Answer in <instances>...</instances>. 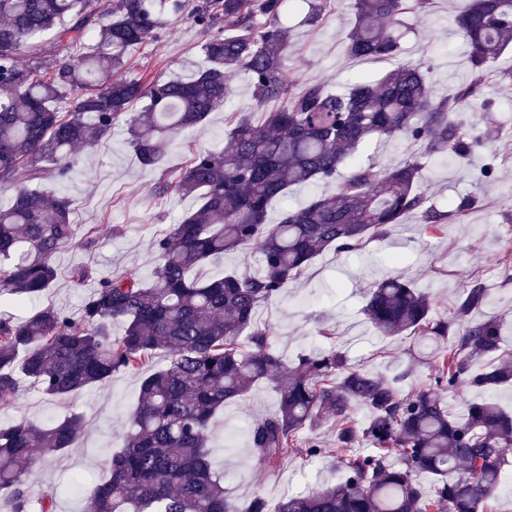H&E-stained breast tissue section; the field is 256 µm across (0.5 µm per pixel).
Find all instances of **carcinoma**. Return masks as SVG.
<instances>
[{"label":"carcinoma","instance_id":"obj_1","mask_svg":"<svg viewBox=\"0 0 512 512\" xmlns=\"http://www.w3.org/2000/svg\"><path fill=\"white\" fill-rule=\"evenodd\" d=\"M426 4L352 0L347 53L392 66L335 92L319 82L290 89L285 0H0V183L14 187L0 205V302L46 292L58 278L57 256L73 244L70 200L32 184L68 179L79 151L118 121L140 165L152 169L182 130L205 125L231 97L241 70L260 113L257 120L231 114L228 147L195 153L175 181L159 183L158 194L173 189L195 205L155 241L149 279L110 273L75 312L47 305L22 318L0 313L1 406L14 403L25 382L65 397L167 356L142 379L107 478L80 487L84 512H486L512 446V413L482 400L452 415L446 404L462 385L512 386V361L500 352L503 323L469 320L486 303V289H468L446 320L433 318L430 296L397 274L371 289L363 313L374 329L410 335L427 351L432 377L408 392L414 358L391 381L348 367L334 348L290 364L273 347L272 329L255 322L256 309L324 252L357 250L408 213L435 226L472 208L463 197L455 209L438 210L423 187V159H464L492 142L489 132L473 136L457 115L488 111L485 83L512 80V71L493 68L512 49V0H469L456 17L471 79L443 98L423 64L396 62L402 15H420ZM166 8L189 14L207 34L203 64L188 79L113 77L129 49L159 28ZM227 24L239 34H224ZM61 50L66 57L41 72ZM374 138L419 142L424 152L386 169L350 162ZM319 182L334 183L335 193L314 195L267 223L270 205L291 187ZM237 251L256 254L260 272L194 275ZM114 322L124 325L119 336ZM264 381L277 410L249 427L255 461L275 468L295 453L325 455L315 433L332 421L345 478L287 494L272 509L258 493L240 509L211 469L209 429L225 404ZM357 406L366 411L360 425L352 418ZM84 425L82 414L71 413L44 425L0 426V507L56 512V493L36 492L33 476L74 447ZM364 443L371 452L358 451Z\"/></svg>","mask_w":512,"mask_h":512}]
</instances>
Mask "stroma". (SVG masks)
<instances>
[{"mask_svg": "<svg viewBox=\"0 0 512 512\" xmlns=\"http://www.w3.org/2000/svg\"><path fill=\"white\" fill-rule=\"evenodd\" d=\"M468 0H430L419 16L404 19L402 60L420 62L437 96L453 93L470 79L467 48L455 26L456 16ZM302 0H289L284 21L290 28V55L286 80L292 89L321 82L331 90H345L356 77L375 79L384 64L358 65L346 52L344 37L354 22L350 0H328L319 23L302 22ZM204 33L182 14L166 13L151 39L129 52V76L185 78L202 62L200 44ZM235 94L211 113L204 129L184 130L167 148L160 166L141 168L128 146L122 126L111 137L80 153V164L64 184L55 185L58 195L68 197L74 209L77 246L60 253L57 283L41 297V304L75 311L91 292V285H75L68 276L75 263H83L105 275L113 270L149 278L153 268V243L193 207L192 198L175 192L161 195L156 187L173 180L192 153L227 144V117L232 112L251 113L255 101L248 78L237 74ZM484 95L495 101L492 112H471L467 118L477 128L498 124L502 140L497 155L475 149L462 162L432 158L424 176L428 193L445 205L472 195L474 209L461 219L429 227L418 215H407L384 237L367 239L359 250L327 252L314 259L296 281L290 282L276 299L261 304L258 324L272 327V343L286 360L314 348L336 346L349 366L369 367L389 377L406 362L410 338L379 335L365 319L362 308L373 282L387 274H399L427 291L435 302L434 315L448 317L466 288L480 285L489 300L475 311V318L503 316L509 326L504 346L512 351V282L502 275V262L512 254V82H490ZM494 164L493 177L482 174ZM97 227L101 240L96 249H84L80 241L90 227ZM329 325L332 336L319 335ZM143 378L139 371H121L103 387H92L63 398L42 394L24 384L16 402L0 409V423L25 418L38 424L78 412L86 428L74 448L36 474L39 489L57 494V512H81L83 500L70 490L73 482L93 486L106 476L105 461L118 447L128 428L131 410ZM277 400L270 384L254 387L241 399L225 406L211 425L214 451L211 467L224 476V488L238 506L254 494L276 504L285 494L300 492L320 483L334 485L340 478L331 458L311 460L294 456L279 467H259L250 457L249 424L258 416L274 413Z\"/></svg>", "mask_w": 512, "mask_h": 512, "instance_id": "obj_1", "label": "stroma"}]
</instances>
